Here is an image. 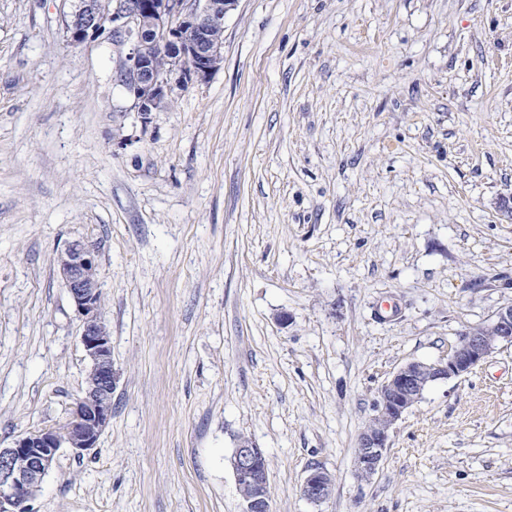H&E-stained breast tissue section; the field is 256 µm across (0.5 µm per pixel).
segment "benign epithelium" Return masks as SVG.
<instances>
[{
	"label": "benign epithelium",
	"mask_w": 512,
	"mask_h": 512,
	"mask_svg": "<svg viewBox=\"0 0 512 512\" xmlns=\"http://www.w3.org/2000/svg\"><path fill=\"white\" fill-rule=\"evenodd\" d=\"M238 0H114L103 17L96 0H77L65 20L75 43L99 36L112 25V39L131 45L120 62L118 81L134 97L146 120L166 103L174 89L207 79L223 60L224 18ZM63 285L81 316V342L90 360L85 395L61 426L26 434L0 448V512L21 507L52 468L57 453L69 449L80 457L96 447L112 419V337L99 317L102 293L94 248L83 240L69 242L56 258ZM496 333L480 328L465 332L448 356L433 364L409 362L392 374L377 393L375 415L359 435L355 452L358 473H376L388 448L389 433L403 413L422 397L427 383L460 377L500 344H512V305L494 315ZM244 512H270L271 491L262 450L239 440L232 460ZM331 477L314 469L305 478L303 496L314 504L331 494Z\"/></svg>",
	"instance_id": "benign-epithelium-1"
}]
</instances>
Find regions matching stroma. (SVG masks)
I'll return each instance as SVG.
<instances>
[{"instance_id": "obj_1", "label": "stroma", "mask_w": 512, "mask_h": 512, "mask_svg": "<svg viewBox=\"0 0 512 512\" xmlns=\"http://www.w3.org/2000/svg\"><path fill=\"white\" fill-rule=\"evenodd\" d=\"M69 9L0 0V448L86 388L76 238L112 419L27 512H243L242 438L271 512H512L510 345L354 464L382 384L512 305V0H238L219 67L145 119L128 46L71 42ZM261 448L248 439H240L234 450L232 466L235 481L244 500V512H270L271 491ZM331 487V477L319 469H314L305 478L302 493L311 503L319 504L329 497Z\"/></svg>"}]
</instances>
